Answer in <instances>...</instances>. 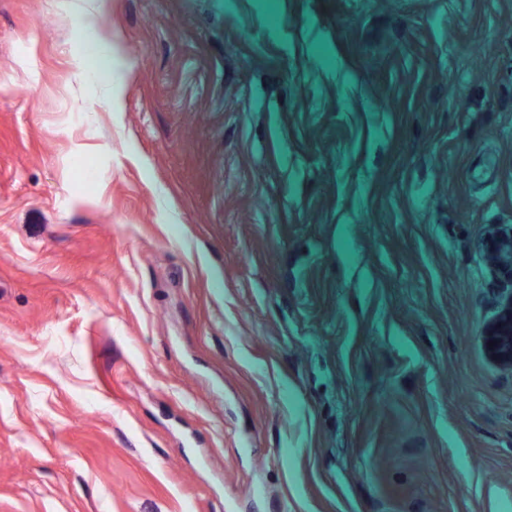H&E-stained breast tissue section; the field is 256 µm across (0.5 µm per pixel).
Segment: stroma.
<instances>
[{
    "mask_svg": "<svg viewBox=\"0 0 512 512\" xmlns=\"http://www.w3.org/2000/svg\"><path fill=\"white\" fill-rule=\"evenodd\" d=\"M105 23L0 0V512H512V0ZM73 23L72 61L85 94L100 92L112 112V72L115 45L112 33L101 25L110 9L109 0H63ZM478 247L485 254L497 283L495 316L485 332L489 357L499 366L512 371V225H489ZM489 342H494L489 348Z\"/></svg>",
    "mask_w": 512,
    "mask_h": 512,
    "instance_id": "obj_1",
    "label": "stroma"
}]
</instances>
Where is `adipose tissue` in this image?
Here are the masks:
<instances>
[{"label": "adipose tissue", "instance_id": "ef3b65f1", "mask_svg": "<svg viewBox=\"0 0 512 512\" xmlns=\"http://www.w3.org/2000/svg\"><path fill=\"white\" fill-rule=\"evenodd\" d=\"M73 23L72 61L84 93H101L112 101L115 45L112 33L101 20L110 9L109 0H63Z\"/></svg>", "mask_w": 512, "mask_h": 512}]
</instances>
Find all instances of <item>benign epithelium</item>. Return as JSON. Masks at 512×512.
<instances>
[{
    "label": "benign epithelium",
    "mask_w": 512,
    "mask_h": 512,
    "mask_svg": "<svg viewBox=\"0 0 512 512\" xmlns=\"http://www.w3.org/2000/svg\"><path fill=\"white\" fill-rule=\"evenodd\" d=\"M497 283L495 316L488 324L485 342L489 357L499 366L512 371V225L488 226L478 242Z\"/></svg>",
    "instance_id": "benign-epithelium-1"
}]
</instances>
